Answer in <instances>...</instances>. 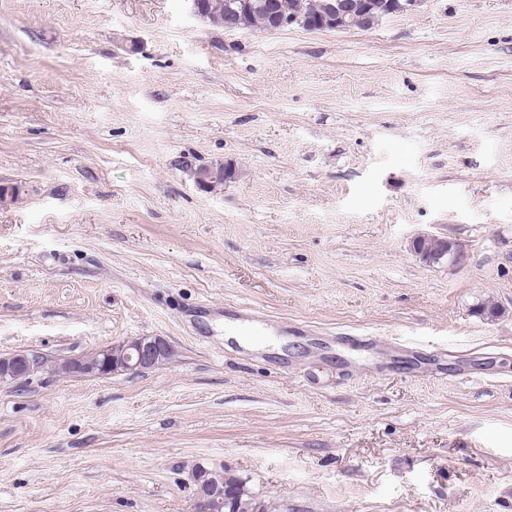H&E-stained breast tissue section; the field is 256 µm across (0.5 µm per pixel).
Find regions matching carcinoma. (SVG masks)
Returning <instances> with one entry per match:
<instances>
[{"mask_svg": "<svg viewBox=\"0 0 512 512\" xmlns=\"http://www.w3.org/2000/svg\"><path fill=\"white\" fill-rule=\"evenodd\" d=\"M204 21L227 31L275 30L274 11L302 23L318 22L325 30L369 29L380 19L404 10L406 0H353L345 13L331 14L329 0H199ZM224 512H273L271 503L247 487L239 475L224 469Z\"/></svg>", "mask_w": 512, "mask_h": 512, "instance_id": "1", "label": "carcinoma"}]
</instances>
